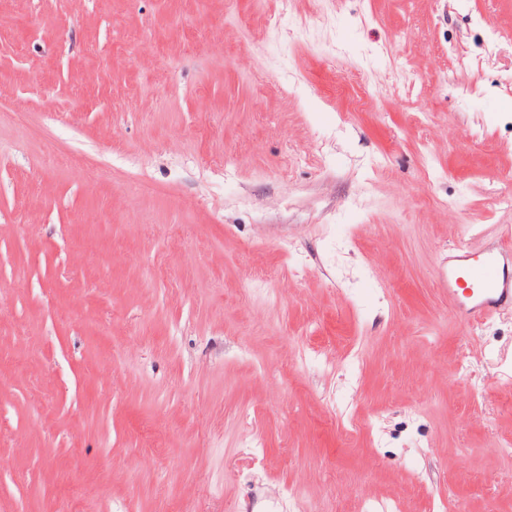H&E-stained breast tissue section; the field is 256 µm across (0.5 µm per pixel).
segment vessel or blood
<instances>
[{
  "mask_svg": "<svg viewBox=\"0 0 512 512\" xmlns=\"http://www.w3.org/2000/svg\"><path fill=\"white\" fill-rule=\"evenodd\" d=\"M444 285L459 316L468 324L512 311V227L480 250H448Z\"/></svg>",
  "mask_w": 512,
  "mask_h": 512,
  "instance_id": "1",
  "label": "vessel or blood"
}]
</instances>
